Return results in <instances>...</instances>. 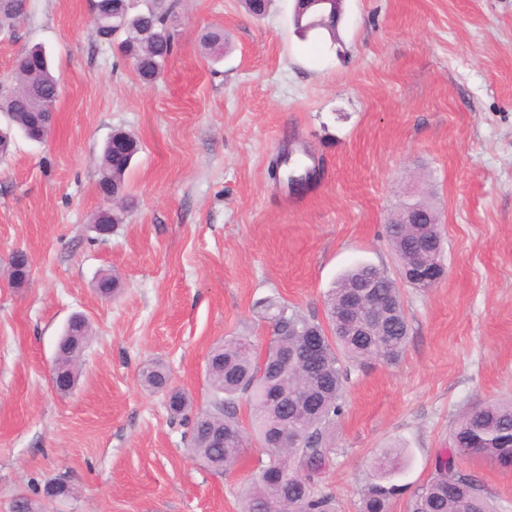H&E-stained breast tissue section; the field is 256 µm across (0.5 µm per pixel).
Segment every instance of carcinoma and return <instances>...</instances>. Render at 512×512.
<instances>
[{"mask_svg":"<svg viewBox=\"0 0 512 512\" xmlns=\"http://www.w3.org/2000/svg\"><path fill=\"white\" fill-rule=\"evenodd\" d=\"M94 38L113 44L128 58L145 82L156 79L180 38L178 0H97ZM22 6L0 0V34L12 35L23 19ZM201 42L211 53L224 52V31L206 32ZM59 78L53 71L44 47L34 45L17 59L13 79L0 90V112L8 124L0 130V153L10 150L13 135L21 131L34 140L47 137L53 113L34 115L38 102H56ZM112 137L125 143L127 154L121 164L102 157L98 186L112 187V206L97 212L94 223L120 224L127 208L126 174L141 150L131 133L116 130ZM386 236L399 262L413 263L425 253L438 229L421 224H388ZM381 275L378 298L393 307L391 321L381 327H368L359 336L341 327L336 314L346 304L349 287ZM325 322L306 317L288 304L268 298L261 305V317L271 327L265 349L245 336H227L209 353L207 375L210 399L205 408L193 411L185 392L169 386L166 367L148 366L141 374L142 384L167 397L173 416L190 424L193 456L213 473L223 475L243 455L250 438L264 446L260 468L266 480L253 483L244 491L240 512H335L332 498L313 487L315 477L325 466L327 424L341 414L345 384L352 370L368 363L394 364L403 355L408 339V320L400 288L389 275L369 264L344 271L325 295ZM308 336H320L325 353L319 365L284 363V352L303 355ZM84 345L63 347L60 359L79 368ZM279 391L288 392V403L272 400ZM246 397L252 410V433H247L238 413L237 401ZM288 429L290 441L280 433ZM478 457L504 467L512 466V399L491 402L465 416L452 432V450L440 453L430 479L409 498L406 512H495L488 493L477 476L461 469L457 455ZM401 465V451L387 448L376 461L378 479L360 493L358 512H389L390 500L400 486L390 482ZM13 512H47L40 502L19 495Z\"/></svg>","mask_w":512,"mask_h":512,"instance_id":"1","label":"carcinoma"}]
</instances>
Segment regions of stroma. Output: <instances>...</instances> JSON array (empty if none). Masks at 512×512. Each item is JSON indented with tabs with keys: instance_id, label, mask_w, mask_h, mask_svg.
Instances as JSON below:
<instances>
[{
	"instance_id": "stroma-1",
	"label": "stroma",
	"mask_w": 512,
	"mask_h": 512,
	"mask_svg": "<svg viewBox=\"0 0 512 512\" xmlns=\"http://www.w3.org/2000/svg\"><path fill=\"white\" fill-rule=\"evenodd\" d=\"M292 6L273 0L255 20L240 0H180L179 44L150 83L92 37V0H29L0 36V80L39 43L61 82L48 138L15 134L0 157V267L18 250L31 260L24 286L0 276V512L58 479L71 493L53 512H239L262 448L213 474L142 368L163 362L206 407L210 349L269 341L261 301L320 320L345 269L397 276L385 225L411 195L437 213L447 277L403 287L404 355L353 370L317 490L357 512L376 457L399 448L390 512H405L458 420L512 396V0H344L336 44L300 38ZM214 26L228 42L217 62L200 42ZM116 130L141 150L131 203L102 238L99 167ZM290 145L320 167L296 192L267 173ZM105 272L120 280L108 299ZM76 313L93 334L63 394L50 372ZM459 464L512 512V467Z\"/></svg>"
}]
</instances>
